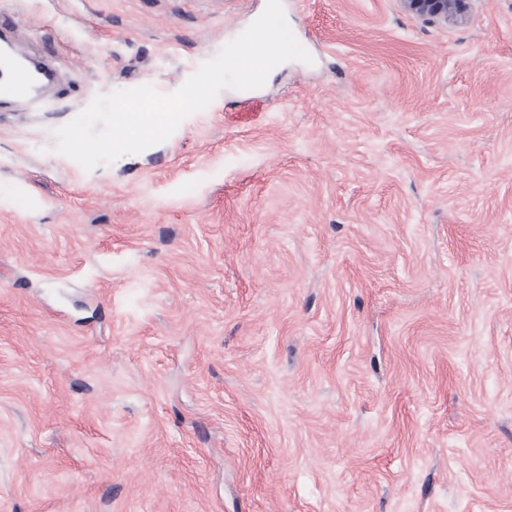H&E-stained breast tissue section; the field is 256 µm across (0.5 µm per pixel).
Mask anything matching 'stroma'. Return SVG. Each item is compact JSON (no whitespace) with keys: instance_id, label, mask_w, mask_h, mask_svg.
Listing matches in <instances>:
<instances>
[{"instance_id":"1","label":"stroma","mask_w":512,"mask_h":512,"mask_svg":"<svg viewBox=\"0 0 512 512\" xmlns=\"http://www.w3.org/2000/svg\"><path fill=\"white\" fill-rule=\"evenodd\" d=\"M266 0H0V512H512V0H283L312 63L84 169ZM468 0H400L403 9L426 20H457L467 12ZM22 56V55H21ZM24 59L28 58L22 56ZM32 62L31 60H29ZM33 63V62H32ZM35 64L42 72L23 67L11 55L0 52V97L13 104L31 101L35 98L37 91L49 83L52 73L40 65ZM38 84V90L35 86Z\"/></svg>"}]
</instances>
